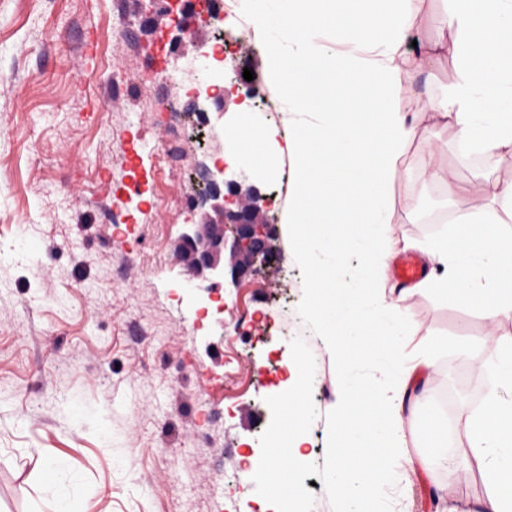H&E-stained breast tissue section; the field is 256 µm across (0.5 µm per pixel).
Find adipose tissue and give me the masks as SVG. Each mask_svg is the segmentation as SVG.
I'll return each instance as SVG.
<instances>
[{
    "mask_svg": "<svg viewBox=\"0 0 512 512\" xmlns=\"http://www.w3.org/2000/svg\"><path fill=\"white\" fill-rule=\"evenodd\" d=\"M240 2L263 44L269 91L288 105V134L285 147L274 146L271 134L238 106L224 128L232 149L223 159L273 176L286 163L293 170L281 233L306 271V308L337 368L328 479L342 512H379L383 487L397 477L389 457L401 445L404 387L358 381L347 370L356 353L389 366L399 361L402 323L379 288L394 256L386 189L416 134L398 101L411 65L403 45L423 0ZM452 2L447 23L457 34L451 52L462 76L443 98L420 101L417 109L453 129L472 152L512 150V0ZM326 33L352 44L353 53L337 54L323 42ZM489 192L486 198L451 192L450 229L424 250L444 273L420 286L450 290L495 324L512 317V240L491 230L512 218V185ZM493 201L500 214H490ZM350 251L362 258L354 274L344 267ZM287 370L269 405V444L277 453L246 457L244 496L276 499V512H299L294 477L307 460L300 360ZM493 373L482 411L465 414L468 447L492 489L489 512H512V397L502 396L512 393V342L500 349Z\"/></svg>",
    "mask_w": 512,
    "mask_h": 512,
    "instance_id": "ef3b65f1",
    "label": "adipose tissue"
}]
</instances>
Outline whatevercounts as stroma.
<instances>
[{
    "mask_svg": "<svg viewBox=\"0 0 512 512\" xmlns=\"http://www.w3.org/2000/svg\"><path fill=\"white\" fill-rule=\"evenodd\" d=\"M450 0H424L410 39L453 40ZM246 21L224 17V40L253 70L249 113L286 132L288 115L257 72L262 46H236ZM159 36L142 27L132 0H0V512H52L41 484L63 460L75 512H260L242 497L243 456L268 451V405L304 364L309 460L297 474L302 512H341L329 484L328 413L336 363L303 297L306 275L291 259L196 304L177 252L196 210L200 164L220 161L224 122L207 134L188 125L177 160L163 152L169 111L162 84L222 85L202 60L209 30L184 38L190 73H145ZM454 58L411 68L399 102L411 111L456 80ZM401 173L389 184L399 256L445 235L448 196L429 163L447 169L466 194L512 185V152L470 160L452 131L416 119ZM387 275L385 294L404 323L400 356L428 353L404 402L405 448L382 512H448L483 507V465L464 457L468 429L458 416L491 379L489 365L512 339V318L489 324L482 310L437 289L403 296ZM470 342V354L458 345ZM447 429L450 450L433 458L430 426Z\"/></svg>",
    "mask_w": 512,
    "mask_h": 512,
    "instance_id": "obj_1",
    "label": "stroma"
}]
</instances>
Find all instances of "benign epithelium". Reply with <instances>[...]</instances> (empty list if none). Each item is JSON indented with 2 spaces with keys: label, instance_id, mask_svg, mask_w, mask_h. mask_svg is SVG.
I'll list each match as a JSON object with an SVG mask.
<instances>
[{
  "label": "benign epithelium",
  "instance_id": "obj_1",
  "mask_svg": "<svg viewBox=\"0 0 512 512\" xmlns=\"http://www.w3.org/2000/svg\"><path fill=\"white\" fill-rule=\"evenodd\" d=\"M181 18L166 30L170 50H175L179 37L171 36L184 28L183 22L193 21L197 27H210L223 20L217 0H179ZM208 94L195 102L197 115L209 122V113L227 111L230 95ZM201 190L197 195L200 218L186 225L179 236V254L193 279L194 289L212 298L213 291L224 281V252L230 250V274L233 283L265 269L279 268V255L272 245L276 235L274 225L266 215L269 198L252 184L242 188L234 179L226 178L225 166L203 164L197 170Z\"/></svg>",
  "mask_w": 512,
  "mask_h": 512
}]
</instances>
